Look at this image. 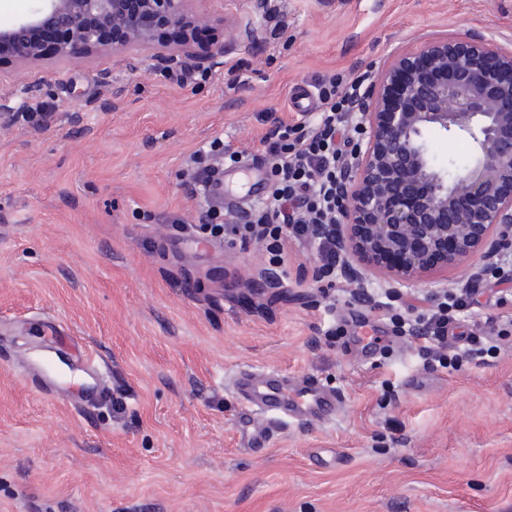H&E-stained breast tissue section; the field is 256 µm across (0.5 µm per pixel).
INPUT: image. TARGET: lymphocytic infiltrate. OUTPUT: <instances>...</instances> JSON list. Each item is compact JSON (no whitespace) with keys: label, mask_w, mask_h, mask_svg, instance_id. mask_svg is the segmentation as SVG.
<instances>
[{"label":"lymphocytic infiltrate","mask_w":512,"mask_h":512,"mask_svg":"<svg viewBox=\"0 0 512 512\" xmlns=\"http://www.w3.org/2000/svg\"><path fill=\"white\" fill-rule=\"evenodd\" d=\"M354 92L351 86L342 89L332 82L320 84L318 123L307 129L287 127L267 140L266 154L272 165L269 202L256 220L241 226L225 225V232L249 230L257 241L283 253L290 245L312 237L314 225L335 220L336 171L331 161L342 150L341 124ZM449 321L441 308L410 325V335L420 342V354L457 371L464 362L500 351L502 336H452L448 333Z\"/></svg>","instance_id":"lymphocytic-infiltrate-1"}]
</instances>
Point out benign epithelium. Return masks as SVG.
Masks as SVG:
<instances>
[{
  "label": "benign epithelium",
  "instance_id": "benign-epithelium-1",
  "mask_svg": "<svg viewBox=\"0 0 512 512\" xmlns=\"http://www.w3.org/2000/svg\"><path fill=\"white\" fill-rule=\"evenodd\" d=\"M200 0H37L31 11L0 24V71L61 65L74 49L89 57L131 55L176 71L219 64L228 40L252 39V23L224 25L209 56L196 59L192 33L213 26ZM181 42L167 41L172 29ZM39 84L20 100L0 99V130L12 128ZM347 150L336 158L334 224L315 236L334 243L342 274L361 290L374 282L394 290L434 269L479 252L478 280L502 272L512 257V43L466 34L437 37L419 52L396 51L369 73L349 112ZM464 137L473 154L463 165L440 164L425 135ZM422 183L414 198L407 187Z\"/></svg>",
  "mask_w": 512,
  "mask_h": 512
}]
</instances>
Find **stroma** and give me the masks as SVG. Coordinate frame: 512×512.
<instances>
[{
	"instance_id": "stroma-1",
	"label": "stroma",
	"mask_w": 512,
	"mask_h": 512,
	"mask_svg": "<svg viewBox=\"0 0 512 512\" xmlns=\"http://www.w3.org/2000/svg\"><path fill=\"white\" fill-rule=\"evenodd\" d=\"M253 20L206 80L82 56L0 74V96L44 84L0 131V512H512V348L448 371L399 335L479 255L369 306L317 241L271 261L238 236L200 244L205 201L185 172L216 138L264 165L297 125L293 86L344 83L395 51L465 33L512 42V0H203ZM89 100L80 121L65 108ZM276 266L278 285L245 281ZM454 333H512V279L484 276ZM376 326L372 349L353 343ZM97 351L109 389L77 360ZM341 393L327 423L244 449L228 387L242 368ZM124 410L114 413L113 399Z\"/></svg>"
}]
</instances>
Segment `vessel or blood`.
Instances as JSON below:
<instances>
[{
    "label": "vessel or blood",
    "instance_id": "b4317fda",
    "mask_svg": "<svg viewBox=\"0 0 512 512\" xmlns=\"http://www.w3.org/2000/svg\"><path fill=\"white\" fill-rule=\"evenodd\" d=\"M230 386L247 410L252 443L291 423L328 422L340 412L344 400L315 378L292 380L275 373L237 371Z\"/></svg>",
    "mask_w": 512,
    "mask_h": 512
}]
</instances>
